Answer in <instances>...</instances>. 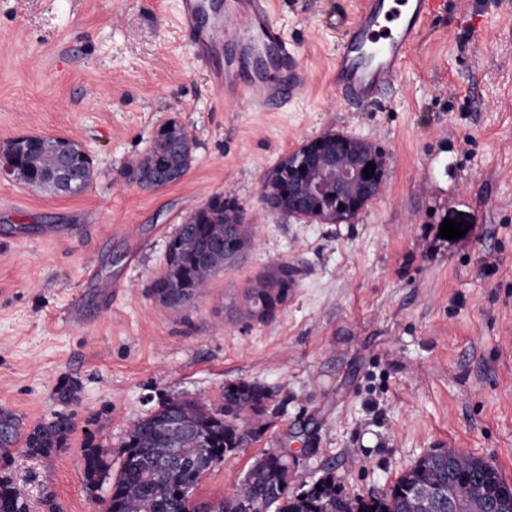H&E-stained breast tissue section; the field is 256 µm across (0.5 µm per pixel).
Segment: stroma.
Segmentation results:
<instances>
[{"label":"stroma","mask_w":512,"mask_h":512,"mask_svg":"<svg viewBox=\"0 0 512 512\" xmlns=\"http://www.w3.org/2000/svg\"><path fill=\"white\" fill-rule=\"evenodd\" d=\"M312 84L273 112L225 103L178 25L180 0H0V148L22 136L77 141L91 184L53 195L0 179V473L29 512H103L82 450L120 469L134 421L168 397L218 404L259 382L277 412L226 454L196 499L234 495L262 453L289 449L293 492L330 476L351 496L385 492L435 448L455 446L512 481V0H448L378 101L353 104L328 68L359 0H274ZM181 125L194 160L148 191L125 175L160 125ZM333 130L387 157L381 194L348 224L270 211L261 179ZM220 195L257 241L189 307L152 296L171 236ZM468 223L440 236L444 219ZM68 238H45L52 225ZM274 263L296 286L274 319L241 298ZM112 280L82 288L86 268ZM62 386L75 387L70 401ZM70 419L64 447L30 456L37 423ZM106 454L107 451L105 449L95 447L91 444H88L86 448L83 449V471L90 482H93L94 478L101 473L104 474L105 477L109 476L112 464L107 461Z\"/></svg>","instance_id":"35a3bbf8"}]
</instances>
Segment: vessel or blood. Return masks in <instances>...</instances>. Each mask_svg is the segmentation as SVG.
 Listing matches in <instances>:
<instances>
[{
  "instance_id": "vessel-or-blood-1",
  "label": "vessel or blood",
  "mask_w": 512,
  "mask_h": 512,
  "mask_svg": "<svg viewBox=\"0 0 512 512\" xmlns=\"http://www.w3.org/2000/svg\"><path fill=\"white\" fill-rule=\"evenodd\" d=\"M209 6V0H182L180 22L199 60L223 57L211 79L225 100L243 98L266 111L305 91L309 71L275 20L270 0H225L213 25L199 26ZM441 6L442 0H362L338 38L332 88L353 103L384 96Z\"/></svg>"
}]
</instances>
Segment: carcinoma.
<instances>
[{"instance_id": "1", "label": "carcinoma", "mask_w": 512, "mask_h": 512, "mask_svg": "<svg viewBox=\"0 0 512 512\" xmlns=\"http://www.w3.org/2000/svg\"><path fill=\"white\" fill-rule=\"evenodd\" d=\"M353 138L332 131L303 144L282 157L263 177L262 200L274 212L302 217L312 222L331 223L336 213L344 211L353 219L367 204L362 200L350 209L347 197L336 192L332 165L336 158L348 153ZM16 155L21 167L58 192L76 195L92 181V162L77 157L70 182L62 185L54 180L56 154L49 139L22 144L18 139L4 150ZM314 159L322 168L320 187L297 208L292 191L296 182L311 179L301 162ZM193 161L192 142L184 128L175 122L160 126L150 149L127 174L146 188H162L167 183L148 182L151 168L170 167L185 175ZM256 234L242 207L221 196L210 199L190 215V223L169 241L164 268L153 279V293L163 305L179 310L193 304L204 288L222 270L254 246ZM295 279L285 263L274 264L259 274L243 296L244 310L260 313L271 320L288 301ZM272 392L265 386L241 379L224 387L221 402L211 407L197 400L172 397L159 403L148 415L138 419L129 429L124 443V459L105 500V512H265L274 506L276 512H422L427 500L415 495V489H426L444 481V464L448 450L435 448L408 467L380 496L349 498L336 490V482L328 477L299 493L288 491L287 460L273 450L257 459L247 471L244 482L229 499L197 502L192 491L224 455L240 448L246 437L259 436L266 423L262 421L271 407ZM247 420L242 429L238 420ZM73 429L66 418L39 423L25 438L31 455H49L63 447ZM107 451L91 444L83 449L82 465L89 481L99 474L109 476L112 464ZM465 481L456 486L462 512H480L486 494L493 485L488 477L501 478L495 466L481 458L453 450ZM321 489H316V486ZM0 512H27L14 483L0 478Z\"/></svg>"}]
</instances>
